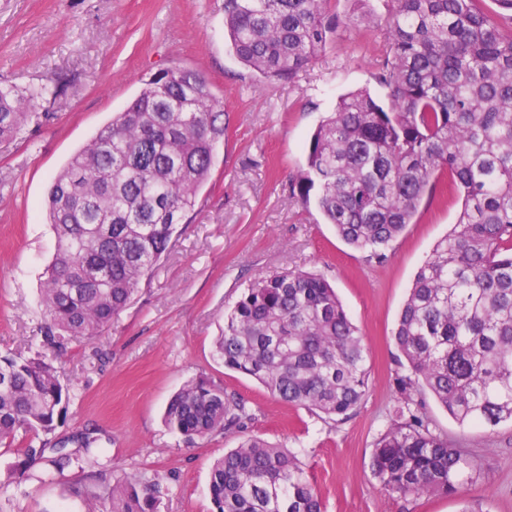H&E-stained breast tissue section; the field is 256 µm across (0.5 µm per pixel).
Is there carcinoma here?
<instances>
[{"label":"carcinoma","instance_id":"1","mask_svg":"<svg viewBox=\"0 0 512 512\" xmlns=\"http://www.w3.org/2000/svg\"><path fill=\"white\" fill-rule=\"evenodd\" d=\"M329 0H224L236 58L266 80L293 82L341 18ZM389 50L372 74L383 96H342L306 147L299 199L315 203L351 248L379 261L412 223L439 174L462 199L451 232L418 270L394 342L396 400L372 471L390 496L455 495L477 467L430 428L425 397L461 426L512 423V33L479 0H392ZM54 96L0 84V140ZM224 104L195 71L161 69L56 174L45 207L56 253L42 304L43 347L99 335L139 292L194 209L224 141ZM224 366L292 407L342 421L368 392L363 339L320 275L255 280L216 341ZM69 388L54 359L0 357V441L55 429ZM245 406L207 378L186 383L164 422L187 437L242 429ZM77 459L62 445L53 464ZM211 512H322L297 455L256 435L211 467ZM159 482L129 473L103 485L86 512H158Z\"/></svg>","mask_w":512,"mask_h":512}]
</instances>
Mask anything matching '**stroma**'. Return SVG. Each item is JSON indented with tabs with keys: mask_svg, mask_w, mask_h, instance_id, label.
Returning <instances> with one entry per match:
<instances>
[{
	"mask_svg": "<svg viewBox=\"0 0 512 512\" xmlns=\"http://www.w3.org/2000/svg\"><path fill=\"white\" fill-rule=\"evenodd\" d=\"M342 25L293 83H260L228 45L224 0H0V83H68L15 139L0 141V356L28 357L46 320L45 266L56 249L44 208L52 177L158 70L196 71L224 102L227 133L197 203L150 280L102 334L64 338L59 360L71 401L55 430H18L0 442V512H85L97 463L112 475L161 483L158 512H211L213 461L237 437L187 439L163 414L171 396L204 377L243 402L249 431L294 451L325 512H459L461 499L512 512V425L460 426L435 401V433L478 461L456 497L385 494L370 468L395 404L398 315L413 279L456 221L461 202L440 177L411 224L376 261L346 245L297 183L311 134L345 93L372 86L388 49L389 0H330ZM323 275L368 350L369 390L336 422L288 406L215 353L224 317L256 278L287 269ZM95 439L97 461L56 472L28 447ZM22 467L25 478L14 475Z\"/></svg>",
	"mask_w": 512,
	"mask_h": 512,
	"instance_id": "35a3bbf8",
	"label": "stroma"
}]
</instances>
